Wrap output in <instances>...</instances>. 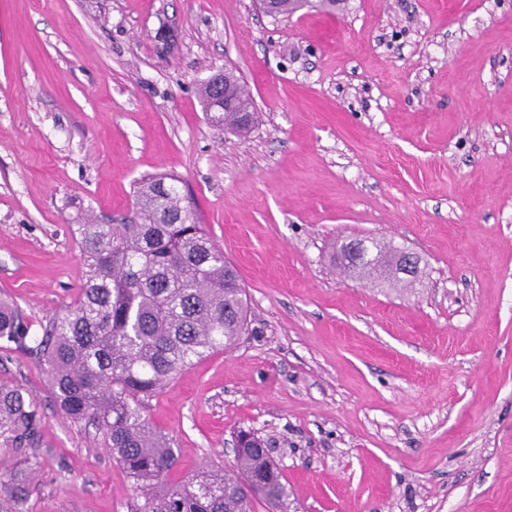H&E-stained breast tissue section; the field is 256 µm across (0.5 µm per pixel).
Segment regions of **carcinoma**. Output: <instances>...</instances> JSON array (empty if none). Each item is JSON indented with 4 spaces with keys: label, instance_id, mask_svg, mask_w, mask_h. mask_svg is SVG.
Segmentation results:
<instances>
[{
    "label": "carcinoma",
    "instance_id": "obj_1",
    "mask_svg": "<svg viewBox=\"0 0 512 512\" xmlns=\"http://www.w3.org/2000/svg\"><path fill=\"white\" fill-rule=\"evenodd\" d=\"M226 94L252 104L231 74ZM209 119L239 132L237 112H213L210 82L201 90ZM83 279L77 297L31 334L11 303L0 302V349L34 356L46 371L59 410L95 427L104 448L126 473L134 497L127 512H254L262 501L286 512L288 488L265 441L250 431L238 436L236 475L203 467L176 476L173 439L149 418L145 399L185 368L233 346L248 331L249 300L232 263L203 225L177 179L153 176L139 182L134 216L125 224L71 225ZM340 242L342 268L376 285L400 280L401 247L372 241L363 255ZM44 419L39 399L19 385H0V452L39 463ZM15 512L27 494L26 476L5 482Z\"/></svg>",
    "mask_w": 512,
    "mask_h": 512
}]
</instances>
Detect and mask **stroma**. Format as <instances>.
<instances>
[{
  "mask_svg": "<svg viewBox=\"0 0 512 512\" xmlns=\"http://www.w3.org/2000/svg\"><path fill=\"white\" fill-rule=\"evenodd\" d=\"M261 122L212 123L211 75ZM170 174L236 266L248 334L148 398L178 472L268 439L288 512H512V0H0V301L33 327L77 295V216L121 223ZM388 240L418 281L330 260ZM45 409L23 512H127L93 426L36 359L0 384ZM201 102L206 110V115L213 123L218 125H224L239 132H248L258 122L259 115L258 112H254L253 106V112L249 109H239L240 112H249L250 114V120L246 124H241L239 112H209L212 106L215 105L209 80H207L202 87Z\"/></svg>",
  "mask_w": 512,
  "mask_h": 512,
  "instance_id": "obj_1",
  "label": "stroma"
}]
</instances>
